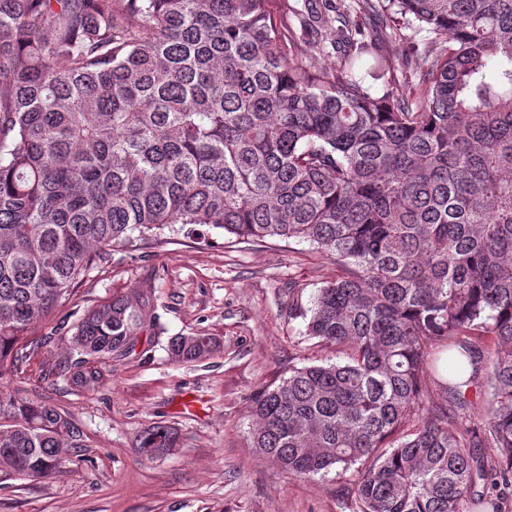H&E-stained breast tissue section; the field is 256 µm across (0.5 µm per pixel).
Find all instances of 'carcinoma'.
<instances>
[{
  "instance_id": "1",
  "label": "carcinoma",
  "mask_w": 512,
  "mask_h": 512,
  "mask_svg": "<svg viewBox=\"0 0 512 512\" xmlns=\"http://www.w3.org/2000/svg\"><path fill=\"white\" fill-rule=\"evenodd\" d=\"M362 11L428 33L410 96L393 91L403 38L365 33ZM311 22L335 60L268 0H0V365L53 343L26 333L136 231L305 241L340 268L306 335L345 361L261 390L252 447L296 478L356 468L355 512L494 509L479 485L512 479V0H350ZM150 309L143 289L90 309L50 375L104 385ZM167 350L193 363L221 343ZM475 388L482 429L461 416ZM177 444L157 422L138 452ZM84 447L68 411L0 385L8 473L48 476Z\"/></svg>"
}]
</instances>
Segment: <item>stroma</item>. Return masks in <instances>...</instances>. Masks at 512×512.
I'll return each instance as SVG.
<instances>
[{"label": "stroma", "mask_w": 512, "mask_h": 512, "mask_svg": "<svg viewBox=\"0 0 512 512\" xmlns=\"http://www.w3.org/2000/svg\"><path fill=\"white\" fill-rule=\"evenodd\" d=\"M402 34L411 49L394 91L406 96L426 68L428 34ZM338 273L333 260L297 240L241 243L190 225L132 235L29 333L70 328L112 295L151 288L139 342L113 359L111 380L93 392L52 383L54 343L18 369L0 367L1 385L66 409L87 435L60 471L0 480V512H352L354 471L293 478L250 443L263 387L294 368L343 361L335 346L306 337L304 318L317 289ZM180 334L216 337L224 351L175 363L167 344ZM156 421L177 430L179 446L149 461L136 441Z\"/></svg>", "instance_id": "stroma-1"}]
</instances>
